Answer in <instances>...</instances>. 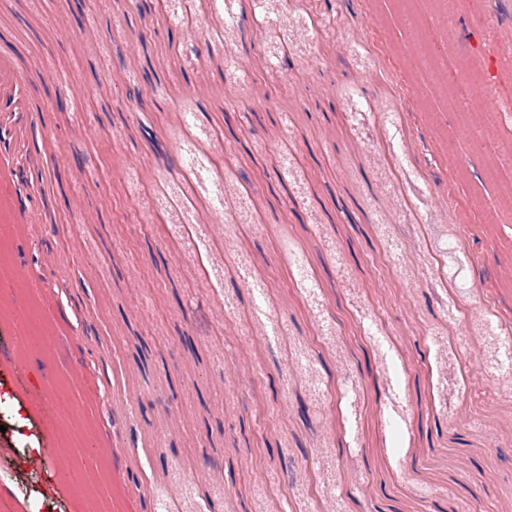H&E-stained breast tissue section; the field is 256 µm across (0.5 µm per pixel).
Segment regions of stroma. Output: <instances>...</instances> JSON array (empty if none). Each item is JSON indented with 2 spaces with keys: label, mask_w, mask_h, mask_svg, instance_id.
I'll return each mask as SVG.
<instances>
[{
  "label": "stroma",
  "mask_w": 512,
  "mask_h": 512,
  "mask_svg": "<svg viewBox=\"0 0 512 512\" xmlns=\"http://www.w3.org/2000/svg\"><path fill=\"white\" fill-rule=\"evenodd\" d=\"M512 0H0V512H512ZM52 264H45V255ZM80 367L84 381L72 384ZM101 457L76 495L31 467ZM444 71L448 75V84L454 86L456 89L455 101L457 102L460 96L462 99H465L467 89L474 80L473 76L464 74L458 67L457 63H454L451 66L448 65V70L445 69ZM447 75L442 72H437L434 75V83L438 85L444 80H447ZM501 91L496 83L470 88L469 106L474 112H486L496 106Z\"/></svg>",
  "instance_id": "35a3bbf8"
}]
</instances>
